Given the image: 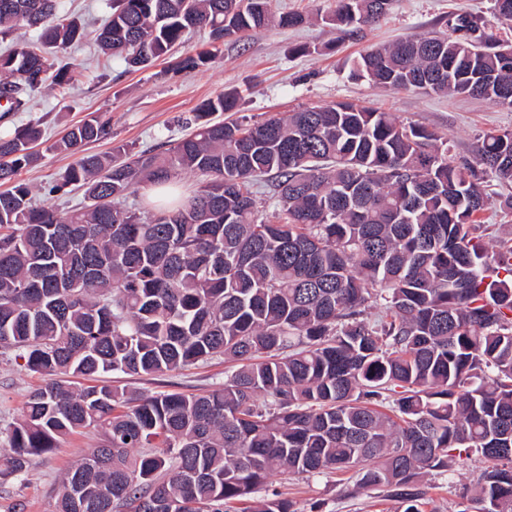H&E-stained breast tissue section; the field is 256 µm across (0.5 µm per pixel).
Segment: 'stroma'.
Returning <instances> with one entry per match:
<instances>
[{
	"instance_id": "obj_1",
	"label": "stroma",
	"mask_w": 512,
	"mask_h": 512,
	"mask_svg": "<svg viewBox=\"0 0 512 512\" xmlns=\"http://www.w3.org/2000/svg\"><path fill=\"white\" fill-rule=\"evenodd\" d=\"M494 0H391L388 12L366 27L362 36H340L324 19L335 0H270L273 12H299L307 21L299 27H268L248 33L242 40L227 41L218 58L207 67L174 72L180 56L211 50L207 32L187 34L153 66L128 68L118 60L98 57L84 44L57 55L58 65L87 68L91 79L69 93L45 89L36 94L29 112H12L0 118V131L15 129L37 119L45 140H58L72 124L96 114L111 119L110 137L92 143L90 152L105 153L119 145L133 151L153 149L180 140L186 133L183 120L207 99L224 92L239 95L241 115L259 121L271 114L285 115L306 107L355 103L392 113L435 132L446 143L455 163L472 161L479 137L490 131H512V110L470 97H450L377 86L351 75L353 59L367 50L410 35L447 33L449 19L470 13L494 26L498 37L512 42V21L497 22ZM309 46L300 54L299 46ZM70 155L41 150L35 166L19 174L34 191L59 179L71 163ZM492 194L479 221L491 225L488 247L512 238V210L501 200L512 195V181H493ZM225 364L211 362L152 376L107 375L108 384L153 395L179 392L206 393L224 381ZM43 374L31 371L13 353H0V432L16 421L28 394L43 385ZM97 430L84 429L66 438L53 453L33 461L21 479L0 486V512H52L55 495L65 472L99 441ZM487 467L478 454L458 459L445 470L429 471L419 483L427 502L426 512H465L467 490ZM354 472L319 476L275 473L268 487L293 500L297 512H398L387 488L358 490Z\"/></svg>"
}]
</instances>
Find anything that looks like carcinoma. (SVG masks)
Instances as JSON below:
<instances>
[{"label": "carcinoma", "instance_id": "obj_1", "mask_svg": "<svg viewBox=\"0 0 512 512\" xmlns=\"http://www.w3.org/2000/svg\"><path fill=\"white\" fill-rule=\"evenodd\" d=\"M61 2L0 0L1 38L39 31L0 55L3 112L79 82L48 59L75 44L143 68L190 28L222 43L304 22L269 0H114L90 30ZM389 3L336 0L328 21L359 37ZM450 28L367 51L353 75L511 109L512 44L471 15ZM237 106L234 93L207 100L160 151L87 152L111 134L105 115L70 128L51 148L74 162L47 194L82 188L84 207L39 204L22 182L0 192V349L48 377L8 430L0 482L92 426L101 441L62 479L54 512H297L253 494L275 472L333 470L424 512L419 480L455 451L491 462L474 512H512V239L490 251V226L474 220L486 177L512 181V131L485 134L474 163L457 165L439 136L388 112L212 119ZM41 139L38 120L0 135L1 182L38 160ZM184 173L201 180L173 210L123 205ZM262 182L274 223L258 218ZM215 357L236 369L206 395L76 385Z\"/></svg>", "mask_w": 512, "mask_h": 512}]
</instances>
